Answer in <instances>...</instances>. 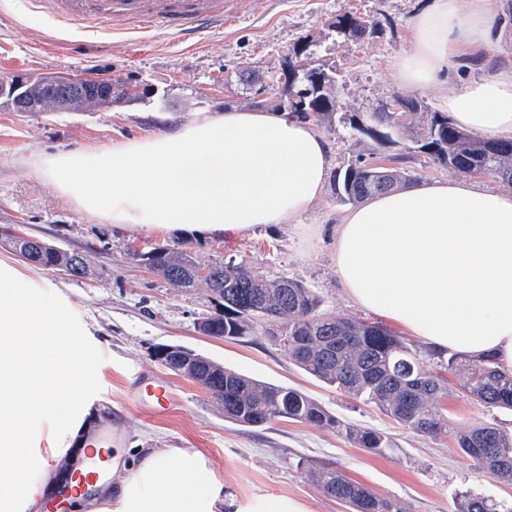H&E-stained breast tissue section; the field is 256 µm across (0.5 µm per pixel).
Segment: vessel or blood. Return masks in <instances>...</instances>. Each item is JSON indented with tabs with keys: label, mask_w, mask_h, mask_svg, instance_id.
<instances>
[{
	"label": "vessel or blood",
	"mask_w": 512,
	"mask_h": 512,
	"mask_svg": "<svg viewBox=\"0 0 512 512\" xmlns=\"http://www.w3.org/2000/svg\"><path fill=\"white\" fill-rule=\"evenodd\" d=\"M54 20L111 22L113 31L147 37L162 31L187 42L223 30L232 0H31Z\"/></svg>",
	"instance_id": "vessel-or-blood-1"
}]
</instances>
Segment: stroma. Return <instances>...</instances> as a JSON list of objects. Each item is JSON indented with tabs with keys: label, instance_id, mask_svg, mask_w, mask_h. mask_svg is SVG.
I'll use <instances>...</instances> for the list:
<instances>
[{
	"label": "stroma",
	"instance_id": "35a3bbf8",
	"mask_svg": "<svg viewBox=\"0 0 512 512\" xmlns=\"http://www.w3.org/2000/svg\"><path fill=\"white\" fill-rule=\"evenodd\" d=\"M432 0H243L242 13L223 30L206 31L182 43L157 32L135 39L109 30L60 33L27 0H0V75L90 73L147 85L141 100L90 112H12L0 109V229L24 234L86 255L88 277L18 262V269L46 287L59 289L75 320L92 334L79 351L97 373L89 381L100 419L124 446L194 448L211 463L237 499L286 495L307 502L312 512H346L312 482L308 470L331 465L384 496L403 500L409 512H455L468 492L512 500V485L500 483L459 453L451 435L420 434L402 427L374 404L349 398L297 368L257 323L248 335H201L199 320L221 310L202 288H177L145 269L141 255L156 245L189 246L204 265L233 258L274 275L302 281L336 314L375 321L341 288L333 265L332 228L348 209L327 180L322 197L298 224L262 225L232 237L184 238L163 230L116 227L62 197L40 171L45 155L64 150L107 148L170 131L201 112L235 107L265 110L266 102L246 91L242 68L280 75L286 58L304 40L314 41V64L335 80L339 107L317 130L330 146L332 171L363 159L400 167L416 181L457 179L456 171L416 149L401 130L383 127L368 136L352 129L358 108L401 95L439 109L443 91L461 89L480 77L512 66V0H488L503 15L502 34L480 53L461 49L446 90L398 83L394 65L411 48V23ZM345 14L376 22L363 40L338 33ZM421 367L447 375L442 406L455 422L497 423L512 428V412L475 405L460 387L459 374H446L447 356L417 337L406 336ZM161 345H179L225 367L260 380L294 387L341 419L377 430L392 442L383 456L354 447L336 433L288 420L250 429L225 420L224 412L195 383L175 376L154 357ZM171 387L169 413L157 415L131 393L143 379Z\"/></svg>",
	"mask_w": 512,
	"mask_h": 512
}]
</instances>
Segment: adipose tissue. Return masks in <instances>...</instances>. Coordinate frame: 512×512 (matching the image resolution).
Wrapping results in <instances>:
<instances>
[{
	"label": "adipose tissue",
	"mask_w": 512,
	"mask_h": 512,
	"mask_svg": "<svg viewBox=\"0 0 512 512\" xmlns=\"http://www.w3.org/2000/svg\"><path fill=\"white\" fill-rule=\"evenodd\" d=\"M396 64L403 85L442 84L460 48L497 36L486 0H434L411 26ZM460 128L512 138V69L442 98ZM329 148L306 121L281 112L203 114L162 135L111 149L46 156L49 184L117 226L232 235L289 224L319 199ZM336 277L359 307L435 350L495 356L512 370V190L466 180L420 182L366 199L333 229ZM60 292L0 260V512H43L49 466L86 472L80 389L89 369ZM111 479L71 512H310L288 496L237 501L192 448H112Z\"/></svg>",
	"instance_id": "adipose-tissue-1"
}]
</instances>
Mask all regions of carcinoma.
Here are the masks:
<instances>
[{
	"label": "carcinoma",
	"instance_id": "cac0c4a2",
	"mask_svg": "<svg viewBox=\"0 0 512 512\" xmlns=\"http://www.w3.org/2000/svg\"><path fill=\"white\" fill-rule=\"evenodd\" d=\"M336 94L323 99L314 110L297 112L287 99L274 97L271 108L302 120L325 121L332 116ZM386 112L358 111L351 124L362 134H376V127L410 125L413 141L438 163L469 176L491 177L512 186V141L476 138L452 123L444 112H418L415 101L391 97ZM389 172L392 186L379 189V174ZM410 180L407 173L366 164L338 174L340 197L352 204L395 190ZM5 242L31 264L54 270L60 263L72 265L73 276L89 275L85 255L68 253L45 244L27 250L25 244L4 234ZM143 261L151 270L181 288L224 287V312L211 318L216 331L243 336L260 321L276 323L275 333L285 338L281 348L299 369L353 399L374 403L397 423L416 432L439 435L452 432L455 447L472 460L484 463L502 482L512 483V433L496 424L454 425L441 411L446 387L443 380L424 371L416 354L403 339L372 322L342 317L323 307L322 298L303 282L270 276L247 263L220 260L198 263L192 252L167 246ZM210 276L200 275L202 270ZM191 362L203 374L224 378V396L213 400L224 407V419L259 429L281 419L335 431L357 448L383 456L391 448L387 436L371 428L353 426L314 399L290 387L260 381L195 353ZM464 390L471 400L492 409L512 410V373L483 358L466 368ZM311 480L327 496L345 504L349 512H408L406 504L380 495L341 470L320 466L308 470ZM457 512H512V505L468 493L458 496Z\"/></svg>",
	"mask_w": 512,
	"mask_h": 512
}]
</instances>
